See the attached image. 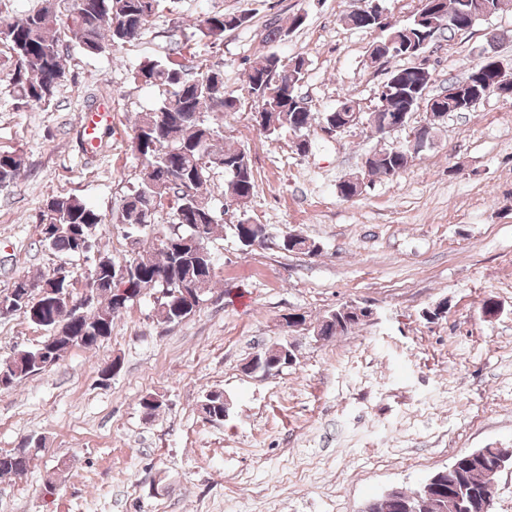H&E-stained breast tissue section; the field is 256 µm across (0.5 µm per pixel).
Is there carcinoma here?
Here are the masks:
<instances>
[{
    "instance_id": "1",
    "label": "carcinoma",
    "mask_w": 512,
    "mask_h": 512,
    "mask_svg": "<svg viewBox=\"0 0 512 512\" xmlns=\"http://www.w3.org/2000/svg\"><path fill=\"white\" fill-rule=\"evenodd\" d=\"M68 4L67 19L59 15V4ZM8 0H0V46L7 49L9 65L5 78L17 97L27 103L48 105L57 86L65 78L63 55L59 49L58 30L65 29L71 40L87 55H98L108 46H120L135 40L149 20L157 13L163 0H41L39 7L20 17L3 14ZM419 7L410 22L396 29L397 38L405 43V51L413 55L423 51L425 33L431 25L450 35L472 29L478 22L501 11L509 0H440L437 14H429L434 0H418ZM244 14L215 13L193 25L191 36L220 40L224 32L243 25ZM259 58L268 60L266 69L246 70L244 82L261 114L262 130L271 135L282 128L301 137L311 126V109L306 98L298 92L306 61L296 56L283 60L275 51ZM480 77L484 92L499 84L512 83L500 70L490 69L489 60L472 67L466 80ZM397 83L395 94L387 99L390 115L410 118L418 108L414 96L416 87L434 81V75H421L412 66H397L390 72ZM134 80L150 87L162 88L165 97L153 109L141 112L135 124L134 150L142 159V176L135 190L123 200L113 223L129 225L128 232L144 238L143 250L137 256L121 260L103 254L90 274L96 286L97 306L77 315L59 299L50 307L35 312V299L20 304L26 319L46 332L61 325L70 338L53 341L54 354L47 358L46 342L24 350L15 358L0 362V390L12 387L17 381L37 373L47 362H57L61 352L71 347L90 350L99 339L112 334V322L127 306L118 301L113 289L119 283L112 280V268L123 269L129 275L126 283L140 294L155 290L161 294L172 291L184 282L195 288L212 290L215 271L212 267L210 244L221 219L213 199L204 194L213 172L220 170L230 176L228 197L245 205L257 192L248 156L241 149L224 148L223 135L207 120L209 112H233L237 98L224 85V74L205 65L188 76L181 63H160L148 60L135 71ZM346 100L328 112L321 120L327 126L343 125L348 113L342 111ZM406 145L389 151L369 154L365 175L388 177L399 175L412 161ZM22 166L20 155L0 153V183L13 180ZM178 173L180 182L169 179ZM361 181L348 178L338 184V193L345 200L360 194ZM169 205L173 224L161 231L154 224L159 208ZM39 223L50 225L41 230L42 244L49 250L79 256L78 236H91L105 223L103 215L86 200L77 196L55 197L49 200L40 214ZM158 313L166 323H180L189 318L181 315L174 296L160 298ZM343 314L334 310L318 323L316 334L324 340L344 334L357 324L345 325ZM200 409L211 421L224 420V394L206 392ZM30 445L26 444L0 453V477L23 474L29 465ZM508 454L503 448H487L481 457L467 455L455 458L457 467L436 472L439 478L437 496H421L417 512H438L439 496L461 497L469 503L468 512H482L481 500L487 492L488 475L497 459Z\"/></svg>"
}]
</instances>
